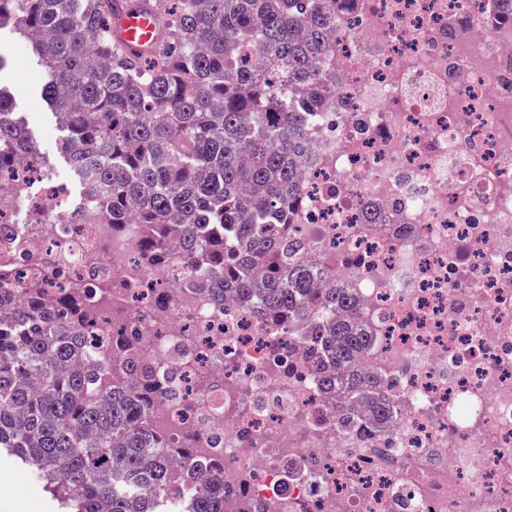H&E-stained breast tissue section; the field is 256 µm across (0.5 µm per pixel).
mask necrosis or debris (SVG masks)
<instances>
[{
	"label": "necrosis or debris",
	"mask_w": 512,
	"mask_h": 512,
	"mask_svg": "<svg viewBox=\"0 0 512 512\" xmlns=\"http://www.w3.org/2000/svg\"><path fill=\"white\" fill-rule=\"evenodd\" d=\"M491 6L346 0L336 23L295 230L374 337L364 361L395 416L371 439L316 423L313 378L283 376L302 345L146 267L138 225L87 223L90 189L71 198L38 161L0 171V281L112 277L149 369L194 399L156 417L215 448L225 499L250 512H512V18ZM202 374L221 386L198 394Z\"/></svg>",
	"instance_id": "1"
}]
</instances>
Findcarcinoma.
Wrapping results in <instances>:
<instances>
[{
	"instance_id": "carcinoma-1",
	"label": "carcinoma",
	"mask_w": 512,
	"mask_h": 512,
	"mask_svg": "<svg viewBox=\"0 0 512 512\" xmlns=\"http://www.w3.org/2000/svg\"><path fill=\"white\" fill-rule=\"evenodd\" d=\"M161 25L148 51L110 26L135 8ZM43 71L59 153L97 190L92 219L141 225L151 267L183 261L190 284L236 295L305 338L304 371L329 417L366 439L394 407L356 360L373 339L354 290L318 288L330 270L288 235L317 113L334 87L336 0H0ZM0 88V169L39 156ZM0 448L36 469L64 512H224V467L194 464L190 440L147 419L163 386L119 329L98 335L97 283L55 295L0 282Z\"/></svg>"
}]
</instances>
